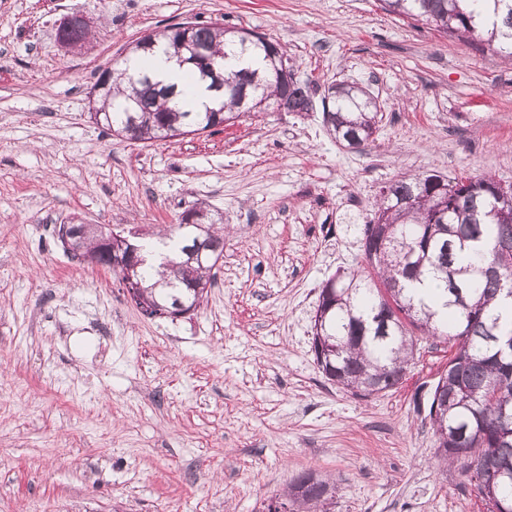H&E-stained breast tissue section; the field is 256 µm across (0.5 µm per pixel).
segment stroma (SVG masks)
<instances>
[{"mask_svg":"<svg viewBox=\"0 0 512 512\" xmlns=\"http://www.w3.org/2000/svg\"><path fill=\"white\" fill-rule=\"evenodd\" d=\"M76 14L89 34L70 50L58 25ZM182 22L264 34L316 92L366 87L368 145L337 143L318 111L148 143L92 122L100 73ZM431 171L512 183V57L380 0H0V512H262L308 471L335 482L331 512H487L417 406L453 344L419 336L402 383L369 398L312 352L324 283L366 266L381 188ZM201 201L224 253L177 320L143 316L53 232L148 236Z\"/></svg>","mask_w":512,"mask_h":512,"instance_id":"35a3bbf8","label":"stroma"}]
</instances>
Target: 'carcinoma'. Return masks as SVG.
Instances as JSON below:
<instances>
[{
	"label": "carcinoma",
	"mask_w": 512,
	"mask_h": 512,
	"mask_svg": "<svg viewBox=\"0 0 512 512\" xmlns=\"http://www.w3.org/2000/svg\"><path fill=\"white\" fill-rule=\"evenodd\" d=\"M393 15L429 22L479 50L499 49L512 56V0H381ZM215 61L208 88L223 92L214 112L170 103L172 89L128 62L105 81L95 98L97 123L118 133L132 125L136 142L160 139L159 130L204 132L247 112L313 110L308 84L281 80L286 66L279 44L246 37L234 28L195 25L164 42L168 56L184 39ZM323 123L337 142L366 143L376 131V102L355 85L338 84L322 97ZM500 182L487 175L448 180L418 174L386 186L373 205V221L363 225L362 247L368 273L336 279L321 289L320 336L326 356L317 361L325 378L354 395L368 397L398 385L411 365L414 339L407 326L422 328L456 349L448 373L428 395L438 452L475 482L488 512H512V316L505 313L512 293V264L498 246L512 243V205L499 203ZM168 256L156 268L138 240L133 274L147 300L168 307L201 303L215 277L214 265L191 259L199 250L211 259L224 253L223 228L209 224H171L157 233ZM432 277L441 294L436 308L407 285ZM335 485L313 472L298 475L282 495L269 499L264 512H330Z\"/></svg>",
	"instance_id": "cac0c4a2"
}]
</instances>
